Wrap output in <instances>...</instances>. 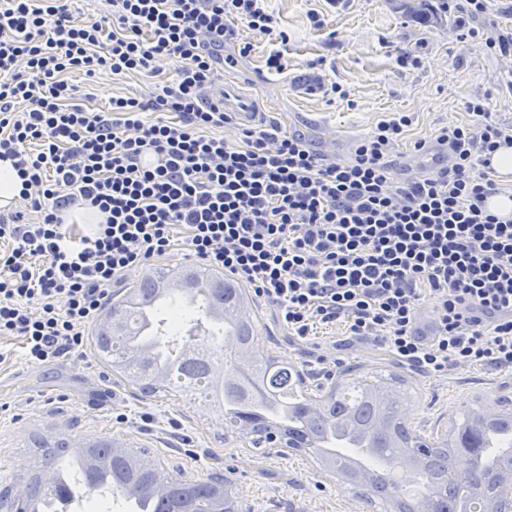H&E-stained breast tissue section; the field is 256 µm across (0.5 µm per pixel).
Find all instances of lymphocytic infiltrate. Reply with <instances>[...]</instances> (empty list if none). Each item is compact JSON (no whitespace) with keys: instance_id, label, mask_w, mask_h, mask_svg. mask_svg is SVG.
<instances>
[{"instance_id":"obj_1","label":"lymphocytic infiltrate","mask_w":512,"mask_h":512,"mask_svg":"<svg viewBox=\"0 0 512 512\" xmlns=\"http://www.w3.org/2000/svg\"><path fill=\"white\" fill-rule=\"evenodd\" d=\"M268 2L105 0L100 19L79 21L71 0H0V158L37 215L0 223V338H20L36 366L78 352L113 285L179 240L251 288L299 342L340 325L425 373L511 369L512 217L487 202L498 191L491 155L512 147V125L468 102L470 122L437 137L448 168L402 185L388 168L405 113L340 163L274 127L229 142L217 131L232 118L206 91L218 67L253 50L238 24L276 36L269 72L288 67ZM165 59L178 63L171 80L106 112L76 104L67 79L153 75ZM147 153L155 166L142 165ZM78 206L104 217L89 234L63 219ZM428 298L425 338L416 322Z\"/></svg>"}]
</instances>
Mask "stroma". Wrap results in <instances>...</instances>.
Masks as SVG:
<instances>
[{
	"instance_id": "stroma-1",
	"label": "stroma",
	"mask_w": 512,
	"mask_h": 512,
	"mask_svg": "<svg viewBox=\"0 0 512 512\" xmlns=\"http://www.w3.org/2000/svg\"><path fill=\"white\" fill-rule=\"evenodd\" d=\"M280 29L288 34L284 74L268 72V36L249 34L250 57L222 75L255 88L262 105L282 132L302 136L321 157L349 159L357 139L397 112L413 115V124L397 153H412L415 140L431 141L449 122H466V104L481 100L493 119L512 125V92L499 75L500 64L483 41L467 48L448 36L459 23L485 27L489 34L512 33V0H491L486 18H471L467 0H448L445 21L432 26L399 9L396 0H346L330 9L325 0H271ZM324 16L326 30L315 29L310 12ZM337 32L328 44L327 29ZM417 63H400L401 55ZM176 61L161 62L157 77H115L103 72L88 78L81 72L68 79L78 101L108 111L118 96L147 94L155 79L171 78ZM324 84L338 83L347 98L318 93L301 97L297 84L313 74ZM184 245L129 271L112 290L121 298L146 271L195 265ZM255 314V341L260 350L294 364L303 372L310 395L330 387L328 370L335 361L352 367L358 379L372 373L397 372L405 377L402 403L406 423L429 442L444 438L451 420L470 409L487 410L512 395V369L469 367L428 376L395 361L368 341L347 338L343 327L320 332V347L291 340L272 318L270 306L250 297ZM9 361L0 364V490L25 485L33 465L32 451L43 435L69 443L111 442L145 448L168 473L188 480L229 478L244 507L251 512H375L358 488L343 483L316 459L288 448H255L227 432L216 406L207 400L184 405L176 397L144 399L119 375L100 362L93 342L80 357H64L33 367L19 342L6 344Z\"/></svg>"
}]
</instances>
